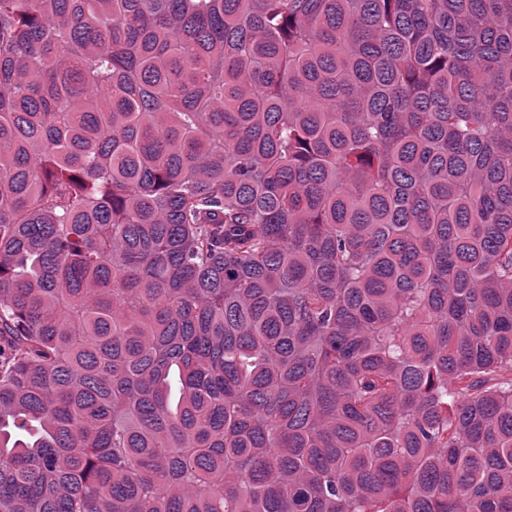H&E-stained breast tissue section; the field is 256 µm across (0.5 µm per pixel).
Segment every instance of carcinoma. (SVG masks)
<instances>
[{"label":"carcinoma","mask_w":512,"mask_h":512,"mask_svg":"<svg viewBox=\"0 0 512 512\" xmlns=\"http://www.w3.org/2000/svg\"><path fill=\"white\" fill-rule=\"evenodd\" d=\"M0 512H512V0H0Z\"/></svg>","instance_id":"obj_1"}]
</instances>
